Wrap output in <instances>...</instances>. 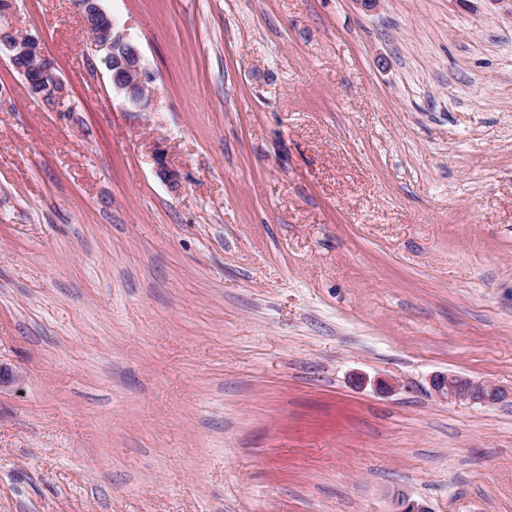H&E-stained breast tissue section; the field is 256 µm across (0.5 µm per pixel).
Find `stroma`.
Instances as JSON below:
<instances>
[{
	"label": "stroma",
	"mask_w": 512,
	"mask_h": 512,
	"mask_svg": "<svg viewBox=\"0 0 512 512\" xmlns=\"http://www.w3.org/2000/svg\"><path fill=\"white\" fill-rule=\"evenodd\" d=\"M100 5L155 111L0 52V512H512V0ZM434 394L447 402L491 405L501 401L506 393L503 388L489 381H474L450 374H435L430 378Z\"/></svg>",
	"instance_id": "stroma-1"
}]
</instances>
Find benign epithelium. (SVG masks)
I'll return each mask as SVG.
<instances>
[{"instance_id":"1","label":"benign epithelium","mask_w":512,"mask_h":512,"mask_svg":"<svg viewBox=\"0 0 512 512\" xmlns=\"http://www.w3.org/2000/svg\"><path fill=\"white\" fill-rule=\"evenodd\" d=\"M80 9L84 14L91 12L97 15L102 22L101 27L96 29L101 39H112V54L116 56L118 70L124 74L123 82H115L112 87L138 110H154V96L151 92L154 75L144 66L137 41L121 26L116 17L105 12L95 0L81 4ZM0 45L8 52L11 62L27 59L48 79L46 87L39 93V101L47 106L54 105L61 96L62 83L41 37L33 34L16 36L12 29L6 27L0 33ZM430 387L439 399L451 403L491 405L505 397L504 389L495 383L474 381L458 375L435 374L430 378ZM393 505L395 512H431L425 503L403 493L393 498Z\"/></svg>"}]
</instances>
